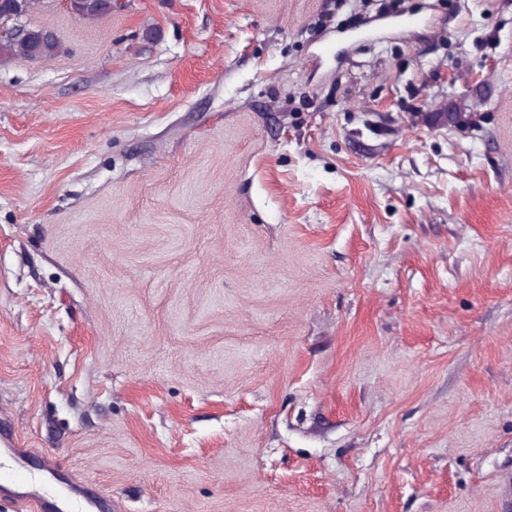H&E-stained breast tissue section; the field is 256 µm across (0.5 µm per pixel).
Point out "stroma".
<instances>
[{"label": "stroma", "mask_w": 512, "mask_h": 512, "mask_svg": "<svg viewBox=\"0 0 512 512\" xmlns=\"http://www.w3.org/2000/svg\"><path fill=\"white\" fill-rule=\"evenodd\" d=\"M387 2L38 0L59 53L0 61L32 473L113 512H512V0ZM71 12L83 20L94 21L112 13V0H69Z\"/></svg>", "instance_id": "stroma-1"}]
</instances>
